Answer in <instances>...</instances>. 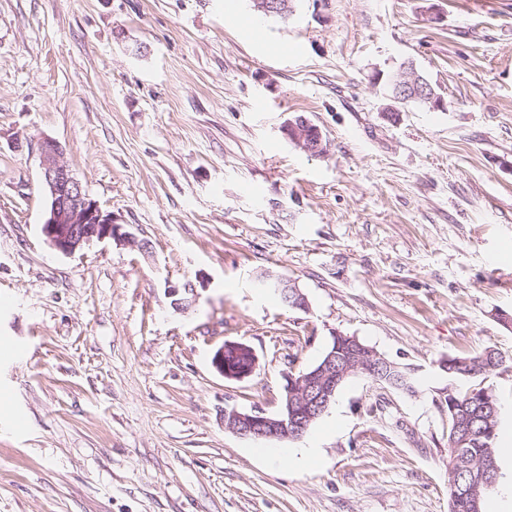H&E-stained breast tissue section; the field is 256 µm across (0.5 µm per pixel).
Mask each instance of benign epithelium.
I'll use <instances>...</instances> for the list:
<instances>
[{
	"label": "benign epithelium",
	"mask_w": 512,
	"mask_h": 512,
	"mask_svg": "<svg viewBox=\"0 0 512 512\" xmlns=\"http://www.w3.org/2000/svg\"><path fill=\"white\" fill-rule=\"evenodd\" d=\"M252 3L256 11L266 15L278 13L286 17L291 12L289 0H252ZM381 82L388 89L386 98L390 104L385 107V112L389 119L400 112L399 105L408 97L422 99L436 108L446 106L435 87L411 66L387 74L376 73L374 83ZM310 126L305 117H296L288 122L287 134L306 153L320 156L326 151V143L322 133H312ZM39 152L43 183L48 194L42 233L54 249L69 255L95 240L134 241L112 213L103 210L90 198L63 160L62 148L57 141L47 137L42 139ZM282 293L292 308L309 310L308 300L295 282L285 284ZM359 349L364 352L362 359L351 360L339 367L336 354L332 353L319 370L299 379L286 377L285 400L277 415H268L257 409L224 408V429L248 439L283 440L301 435L315 416L336 398L339 380L369 365L366 347L361 345ZM256 361V354L250 346L226 342L215 351L212 364L225 379L242 381L254 372Z\"/></svg>",
	"instance_id": "1"
}]
</instances>
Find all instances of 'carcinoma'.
<instances>
[{
  "label": "carcinoma",
  "mask_w": 512,
  "mask_h": 512,
  "mask_svg": "<svg viewBox=\"0 0 512 512\" xmlns=\"http://www.w3.org/2000/svg\"><path fill=\"white\" fill-rule=\"evenodd\" d=\"M336 352V358L346 361L352 357L353 346L351 336L338 334L331 337L327 352ZM483 354L471 356H450L448 366L441 371L448 374L450 380H468L489 372L482 360ZM365 376L381 384L401 392H415V369L398 363L393 366L382 364L374 373ZM497 404L492 394L483 388L455 386L448 389L444 397L448 412V443L451 448L448 460V495L449 512H482V502L472 504L465 500L454 498L453 485H474L479 488V494L490 486L497 477L498 453L496 445L498 435V418L487 419L484 412L487 403ZM465 422L477 437L469 443L458 445L456 427L459 422Z\"/></svg>",
  "instance_id": "cac0c4a2"
}]
</instances>
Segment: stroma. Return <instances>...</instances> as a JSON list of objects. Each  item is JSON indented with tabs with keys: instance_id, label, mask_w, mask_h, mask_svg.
<instances>
[{
	"instance_id": "stroma-1",
	"label": "stroma",
	"mask_w": 512,
	"mask_h": 512,
	"mask_svg": "<svg viewBox=\"0 0 512 512\" xmlns=\"http://www.w3.org/2000/svg\"><path fill=\"white\" fill-rule=\"evenodd\" d=\"M292 5L0 0V512H448L439 362L486 349L512 437V0ZM407 62L445 110L384 116L371 77ZM46 137L148 251L48 244ZM336 332L416 393L353 377L291 442L318 458L268 465L225 408L279 413ZM227 341L248 378L213 367ZM310 126L311 123L305 117H295L288 122L287 134L289 139L306 153L320 156L326 151V143L320 130L317 128L315 135L309 130ZM271 280H274V282H276L278 284V286H283V285L285 286V288H278V290H282V293L286 296V299L289 303L284 301L282 296L277 293V290L275 287L268 285V287L272 288L274 294L277 295L285 305H287L289 308L292 307L293 309H299V310H303V311L308 310V308H309L308 300H307L306 296L302 293L301 289L296 284V282H293L290 279H286V280H288V282L289 281H291V282L285 284V283H280L278 280H275L273 278ZM242 355H246V358L239 362ZM256 361V354L250 346L240 342H225L215 351L212 364L225 379L241 381L254 372ZM386 360L393 364V367H390L387 364H381L379 367H377L374 374L367 372L362 373L361 375L378 381L391 389L401 392L414 393L417 383L415 369L407 365H401L392 362L388 359Z\"/></svg>"
}]
</instances>
